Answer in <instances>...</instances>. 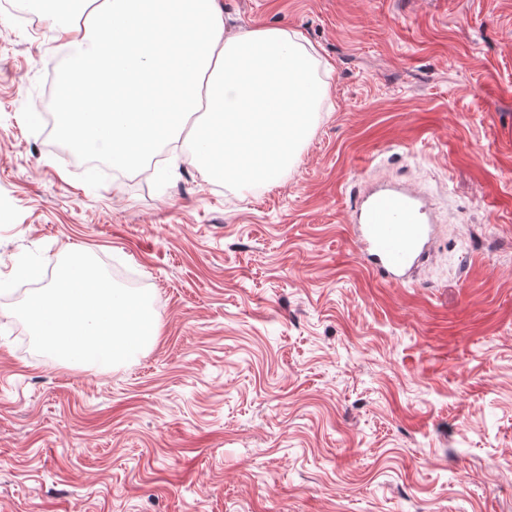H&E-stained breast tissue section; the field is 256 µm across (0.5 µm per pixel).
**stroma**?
<instances>
[{"instance_id":"stroma-1","label":"stroma","mask_w":512,"mask_h":512,"mask_svg":"<svg viewBox=\"0 0 512 512\" xmlns=\"http://www.w3.org/2000/svg\"><path fill=\"white\" fill-rule=\"evenodd\" d=\"M0 9V281L73 246L133 273L152 345L24 346L0 292V512H512V0H223L298 31L329 97L275 185L89 175L35 114L62 57ZM428 196L410 285L362 264L364 177Z\"/></svg>"}]
</instances>
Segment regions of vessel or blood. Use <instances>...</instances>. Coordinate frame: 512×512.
I'll return each instance as SVG.
<instances>
[{
    "mask_svg": "<svg viewBox=\"0 0 512 512\" xmlns=\"http://www.w3.org/2000/svg\"><path fill=\"white\" fill-rule=\"evenodd\" d=\"M350 221L367 267L398 286L407 284L437 228L427 196L400 184L362 190L354 199Z\"/></svg>",
    "mask_w": 512,
    "mask_h": 512,
    "instance_id": "obj_1",
    "label": "vessel or blood"
}]
</instances>
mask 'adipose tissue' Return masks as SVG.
I'll use <instances>...</instances> for the list:
<instances>
[{
	"label": "adipose tissue",
	"mask_w": 512,
	"mask_h": 512,
	"mask_svg": "<svg viewBox=\"0 0 512 512\" xmlns=\"http://www.w3.org/2000/svg\"><path fill=\"white\" fill-rule=\"evenodd\" d=\"M69 2L43 17L65 51L60 130L73 150L127 171L202 110L187 158L209 178L274 184L299 162L329 96L299 33L225 35L222 0Z\"/></svg>",
	"instance_id": "ef3b65f1"
}]
</instances>
